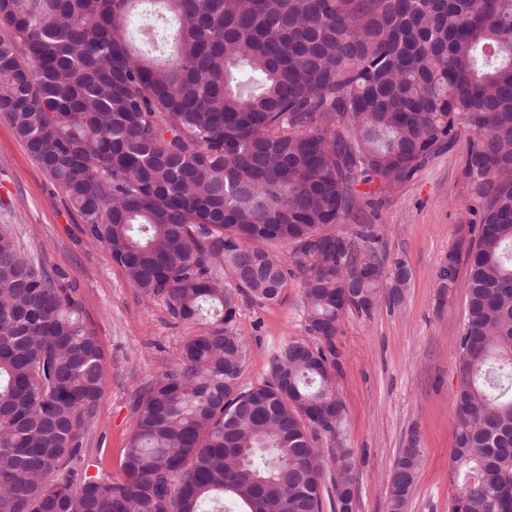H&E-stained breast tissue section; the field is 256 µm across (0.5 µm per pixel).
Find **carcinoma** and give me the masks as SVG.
Wrapping results in <instances>:
<instances>
[{
  "instance_id": "obj_1",
  "label": "carcinoma",
  "mask_w": 512,
  "mask_h": 512,
  "mask_svg": "<svg viewBox=\"0 0 512 512\" xmlns=\"http://www.w3.org/2000/svg\"><path fill=\"white\" fill-rule=\"evenodd\" d=\"M0 23V115L141 294L208 323L137 394L122 476H80L104 352L78 289L0 229V512H323L334 338L410 281L356 187L374 209L463 134L482 216L440 274L468 271L448 512H512V0H0ZM291 277L306 337L243 386L239 299ZM420 464L395 459L387 512Z\"/></svg>"
}]
</instances>
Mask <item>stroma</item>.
<instances>
[{
  "instance_id": "1",
  "label": "stroma",
  "mask_w": 512,
  "mask_h": 512,
  "mask_svg": "<svg viewBox=\"0 0 512 512\" xmlns=\"http://www.w3.org/2000/svg\"><path fill=\"white\" fill-rule=\"evenodd\" d=\"M466 139L428 159L416 177L386 196L376 210L357 198L376 248L403 260L411 281L403 303L371 315L349 313L334 340L338 388L346 408L342 441L357 467L351 475L352 512H387L394 460L417 444L421 466L404 512H448L453 491L449 460L455 446L454 348L466 301V267L454 291L442 286L448 254L474 237L477 204L462 176ZM47 272L79 290L83 314L105 353L102 409L83 436L77 471L118 477L136 415L135 393L173 367L200 324L174 320L164 302L147 300L90 244L81 221L55 183L0 116V225ZM235 331L245 343L241 382L270 374L276 351L304 334L297 281L278 303L240 302Z\"/></svg>"
}]
</instances>
